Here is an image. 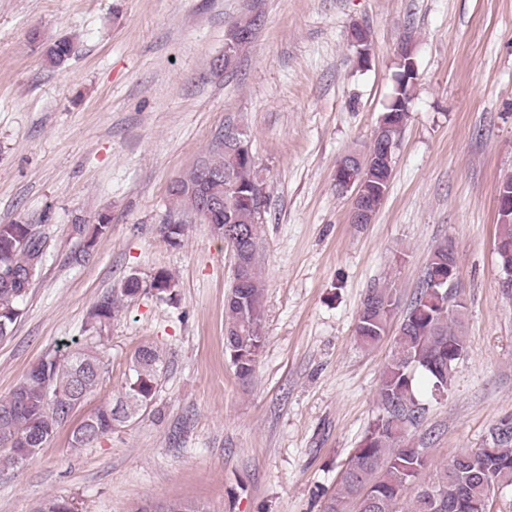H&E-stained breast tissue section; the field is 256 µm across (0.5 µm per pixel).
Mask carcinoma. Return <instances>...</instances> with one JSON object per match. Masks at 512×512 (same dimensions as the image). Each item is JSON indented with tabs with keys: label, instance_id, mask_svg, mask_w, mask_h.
<instances>
[{
	"label": "carcinoma",
	"instance_id": "cac0c4a2",
	"mask_svg": "<svg viewBox=\"0 0 512 512\" xmlns=\"http://www.w3.org/2000/svg\"><path fill=\"white\" fill-rule=\"evenodd\" d=\"M45 61L53 67L67 63L74 52L69 37L36 39ZM386 109L375 130L370 150L360 155L358 170L367 206L377 213L387 195L391 168L380 159L381 145L396 144L409 111L392 119ZM214 173L231 170L238 188L245 189L258 178L256 163L235 158L219 149L169 188L172 210L193 215L199 199L195 187L201 169ZM496 253L500 267L512 268V215L498 212ZM233 228L244 229V277L246 287L224 297V351L236 378L252 381L257 358L264 346L263 282L255 266L258 219L241 205L234 211ZM110 218L97 224L73 225L83 246L73 257L77 263L90 259L96 240L108 232ZM45 256V241L32 224H0V340L12 332L19 315L18 305L27 294ZM458 265L448 244L431 254L419 288L403 320L393 325L399 305L397 289L386 285L367 293L355 326V340L371 349L389 340L391 351L377 392L379 413L354 449L348 465L328 497L323 512H476L485 505L489 489L512 485V431L503 436L501 424L491 432L490 449L478 448L455 455L443 466H435L427 442L411 443L412 431L425 416L426 407L417 394L413 369L428 379L430 392H448L457 361L468 351L464 331V304L448 305V264ZM149 285L159 298L170 295L176 282L171 273L158 269ZM146 285L130 272L90 311L85 331L99 343L102 333L124 303L139 297ZM163 358L157 347L142 344L133 352L124 386L118 396L73 421L77 410L97 393L109 378L110 363L96 346L74 349L67 354L44 357L26 373L6 397L0 398V454L11 464L21 463L19 449L33 448L37 459L45 444L66 426H71L69 444L85 448L125 424L129 412L140 415L152 404L163 373Z\"/></svg>",
	"mask_w": 512,
	"mask_h": 512
}]
</instances>
